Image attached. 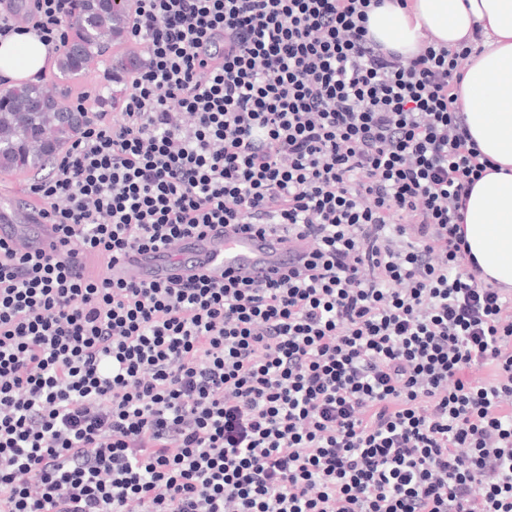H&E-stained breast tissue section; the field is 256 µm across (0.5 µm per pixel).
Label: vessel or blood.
Segmentation results:
<instances>
[{"label":"vessel or blood","mask_w":512,"mask_h":512,"mask_svg":"<svg viewBox=\"0 0 512 512\" xmlns=\"http://www.w3.org/2000/svg\"><path fill=\"white\" fill-rule=\"evenodd\" d=\"M0 237H24L43 249L54 240L50 225L22 224L17 215L8 213L0 215ZM301 257V251L280 236H259L229 224L178 245L172 253L129 252L112 276L117 280L166 282L205 275L261 282L287 274L299 265Z\"/></svg>","instance_id":"vessel-or-blood-1"}]
</instances>
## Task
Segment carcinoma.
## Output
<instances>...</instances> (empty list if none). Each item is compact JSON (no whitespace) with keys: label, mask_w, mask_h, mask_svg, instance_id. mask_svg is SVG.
Instances as JSON below:
<instances>
[{"label":"carcinoma","mask_w":512,"mask_h":512,"mask_svg":"<svg viewBox=\"0 0 512 512\" xmlns=\"http://www.w3.org/2000/svg\"><path fill=\"white\" fill-rule=\"evenodd\" d=\"M72 22L73 36L58 58L57 68L65 79L84 72L103 56L127 28L126 6L110 9L100 0H79ZM67 89L53 90L43 84L0 91V170H43L49 160L82 133L85 113L64 115Z\"/></svg>","instance_id":"obj_1"}]
</instances>
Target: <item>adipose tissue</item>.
I'll return each mask as SVG.
<instances>
[{
    "label": "adipose tissue",
    "mask_w": 512,
    "mask_h": 512,
    "mask_svg": "<svg viewBox=\"0 0 512 512\" xmlns=\"http://www.w3.org/2000/svg\"><path fill=\"white\" fill-rule=\"evenodd\" d=\"M481 26L484 50L472 57L462 79L459 104L481 152L499 163L474 185L464 232L485 274L512 285V0H412L404 10L388 4L369 14L371 34L403 52L414 50L424 31L456 46ZM36 31L0 39V81L18 86L51 63Z\"/></svg>",
    "instance_id": "obj_1"
}]
</instances>
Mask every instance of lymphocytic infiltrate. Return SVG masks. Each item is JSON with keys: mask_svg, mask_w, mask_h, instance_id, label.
Segmentation results:
<instances>
[{"mask_svg": "<svg viewBox=\"0 0 512 512\" xmlns=\"http://www.w3.org/2000/svg\"><path fill=\"white\" fill-rule=\"evenodd\" d=\"M384 2L134 0L120 111L29 187L52 250L0 240V512H512V289L459 234L481 33L405 54ZM14 4L66 47L73 0ZM217 224L305 265L110 273Z\"/></svg>", "mask_w": 512, "mask_h": 512, "instance_id": "lymphocytic-infiltrate-1", "label": "lymphocytic infiltrate"}]
</instances>
